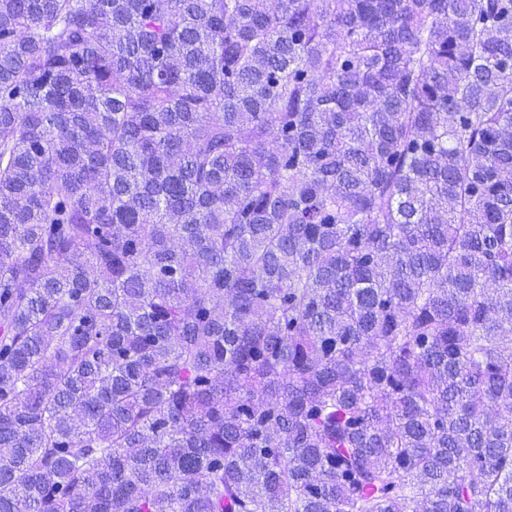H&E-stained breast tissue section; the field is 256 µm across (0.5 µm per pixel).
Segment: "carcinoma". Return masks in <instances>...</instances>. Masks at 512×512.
<instances>
[{
  "label": "carcinoma",
  "instance_id": "obj_1",
  "mask_svg": "<svg viewBox=\"0 0 512 512\" xmlns=\"http://www.w3.org/2000/svg\"><path fill=\"white\" fill-rule=\"evenodd\" d=\"M0 512H512V0H0Z\"/></svg>",
  "mask_w": 512,
  "mask_h": 512
}]
</instances>
